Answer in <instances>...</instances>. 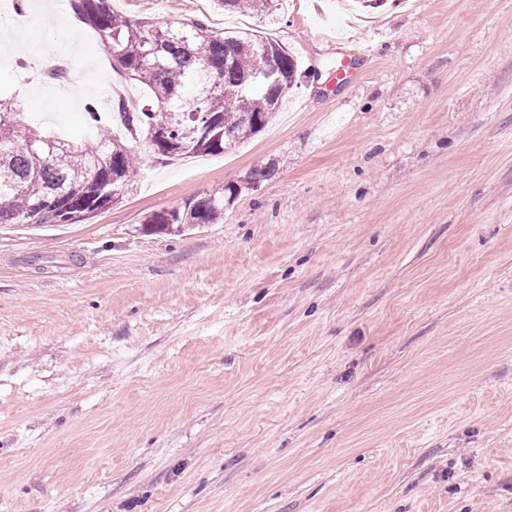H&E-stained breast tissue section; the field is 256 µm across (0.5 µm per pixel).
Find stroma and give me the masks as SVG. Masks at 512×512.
<instances>
[{
    "label": "stroma",
    "mask_w": 512,
    "mask_h": 512,
    "mask_svg": "<svg viewBox=\"0 0 512 512\" xmlns=\"http://www.w3.org/2000/svg\"><path fill=\"white\" fill-rule=\"evenodd\" d=\"M112 6L260 32L301 75L240 148L146 162L78 224H0V512H512V0ZM110 82L140 106L68 0H0L21 112L83 136ZM225 184L223 223L143 229ZM218 8L230 12L268 13L279 0H212Z\"/></svg>",
    "instance_id": "stroma-1"
}]
</instances>
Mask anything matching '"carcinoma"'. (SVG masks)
Masks as SVG:
<instances>
[{
  "instance_id": "obj_1",
  "label": "carcinoma",
  "mask_w": 512,
  "mask_h": 512,
  "mask_svg": "<svg viewBox=\"0 0 512 512\" xmlns=\"http://www.w3.org/2000/svg\"><path fill=\"white\" fill-rule=\"evenodd\" d=\"M276 0H213L230 12L267 13ZM71 11L95 30L116 68L136 81L150 103H116L125 133L110 116L87 105L90 134L61 143L25 124L15 91H0V224H76L112 207L132 188L143 153L162 148L148 133L155 113H168L171 150L186 157L224 153L254 137L298 84L296 59L256 31L218 32L202 22L162 27L121 15L112 0H69ZM225 185L183 207L146 217L149 231L175 225L222 224Z\"/></svg>"
}]
</instances>
